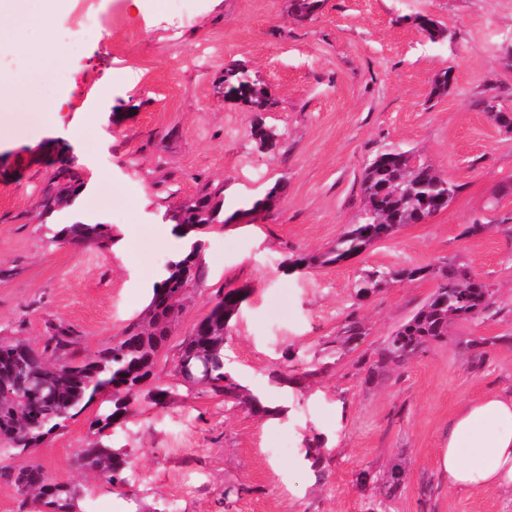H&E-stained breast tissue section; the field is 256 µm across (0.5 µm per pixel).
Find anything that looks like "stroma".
I'll use <instances>...</instances> for the list:
<instances>
[{
    "instance_id": "35a3bbf8",
    "label": "stroma",
    "mask_w": 512,
    "mask_h": 512,
    "mask_svg": "<svg viewBox=\"0 0 512 512\" xmlns=\"http://www.w3.org/2000/svg\"><path fill=\"white\" fill-rule=\"evenodd\" d=\"M290 0H72L56 28L16 31L18 41L66 49L46 84L67 95L60 123L6 112L15 134L0 141V338L43 349L52 323L71 326L85 358L111 347L145 316L167 262L183 249L166 210L222 188L227 221L207 235L205 274L189 289L157 360L152 385L165 406L140 400L124 424L98 431L97 397L64 429L16 452L14 469L39 466L77 486L80 512H366L373 486L359 471L406 463L390 512H512V489L461 491L440 451L448 422L487 394L512 395V130L485 113L512 112V0H325L316 20L296 22ZM95 16L90 32L79 16ZM451 29L433 43L416 22ZM245 63L274 102L253 112L225 97L224 68ZM449 72L447 93H431ZM283 131L262 149L256 122ZM71 147L84 186L56 223L104 219L109 248L49 245L36 205L59 147ZM412 151L460 184L448 207L336 264L288 269L321 253L360 217V178L382 149ZM285 190L252 211L275 182ZM483 231L471 235V224ZM466 266L492 286L497 315L457 320L408 364L370 378L386 338L433 292L425 277L370 297L355 293L371 269ZM225 288L246 299L224 342L227 370L281 415L251 413L175 373L182 341ZM360 334L342 344L348 321ZM485 338L481 354L465 340ZM121 450L124 485L79 468L81 449ZM322 462L312 471L308 446ZM236 488L225 496L226 488Z\"/></svg>"
}]
</instances>
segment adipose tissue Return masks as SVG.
<instances>
[{"label":"adipose tissue","instance_id":"1","mask_svg":"<svg viewBox=\"0 0 512 512\" xmlns=\"http://www.w3.org/2000/svg\"><path fill=\"white\" fill-rule=\"evenodd\" d=\"M65 0H52L43 8L39 0H0V20L14 27L35 24L55 27ZM0 98L13 108L41 113L45 122L57 119L65 99L45 106L40 87L33 82L0 75ZM441 465L452 487L470 489L512 488V395L490 394L458 412L448 424Z\"/></svg>","mask_w":512,"mask_h":512}]
</instances>
